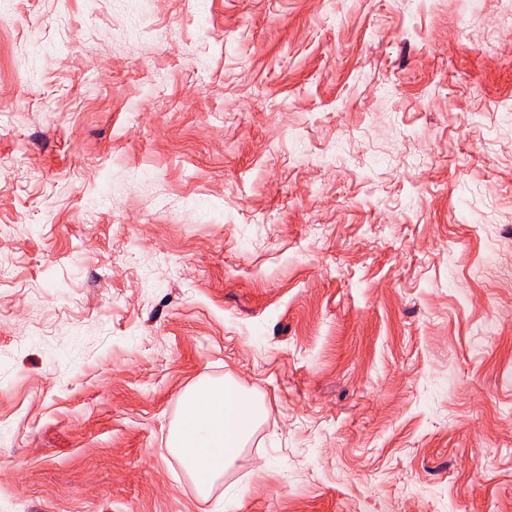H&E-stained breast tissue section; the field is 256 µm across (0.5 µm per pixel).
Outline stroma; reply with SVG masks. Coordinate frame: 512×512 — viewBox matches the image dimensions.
I'll return each instance as SVG.
<instances>
[{"mask_svg":"<svg viewBox=\"0 0 512 512\" xmlns=\"http://www.w3.org/2000/svg\"><path fill=\"white\" fill-rule=\"evenodd\" d=\"M510 13L0 0V512H512ZM181 400L182 418L168 447L206 496L241 456L264 419V407L230 379H202Z\"/></svg>","mask_w":512,"mask_h":512,"instance_id":"stroma-1","label":"stroma"}]
</instances>
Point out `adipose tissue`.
Returning a JSON list of instances; mask_svg holds the SVG:
<instances>
[{"label":"adipose tissue","instance_id":"adipose-tissue-1","mask_svg":"<svg viewBox=\"0 0 512 512\" xmlns=\"http://www.w3.org/2000/svg\"><path fill=\"white\" fill-rule=\"evenodd\" d=\"M181 400L182 418L169 447L205 496L241 456L264 407L230 379H202Z\"/></svg>","mask_w":512,"mask_h":512}]
</instances>
